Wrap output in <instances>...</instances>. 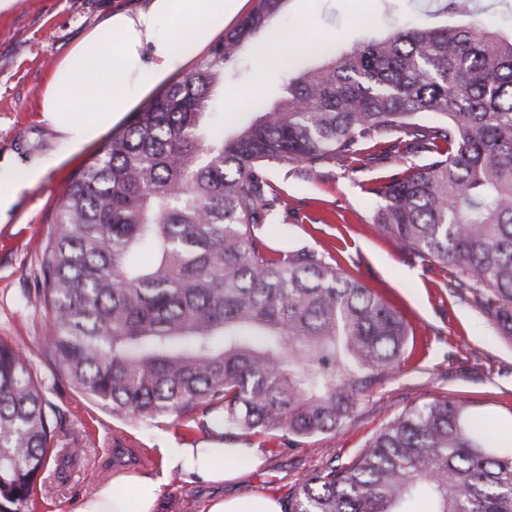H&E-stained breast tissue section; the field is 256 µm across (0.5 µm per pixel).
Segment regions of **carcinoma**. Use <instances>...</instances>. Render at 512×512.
I'll return each instance as SVG.
<instances>
[{"mask_svg": "<svg viewBox=\"0 0 512 512\" xmlns=\"http://www.w3.org/2000/svg\"><path fill=\"white\" fill-rule=\"evenodd\" d=\"M473 13L474 0H439ZM283 0L256 6L161 90L71 181L42 249L48 352L112 413L245 435L329 433L405 353L403 318L313 251L255 233L282 193L266 167L355 171L406 142L429 162L376 183L371 223L450 265L512 338V32L487 21L412 26L297 73L249 122H216V93L269 38ZM508 426L433 400L354 458L316 472L288 512H512ZM51 424L25 354L0 338V512H23Z\"/></svg>", "mask_w": 512, "mask_h": 512, "instance_id": "obj_1", "label": "carcinoma"}]
</instances>
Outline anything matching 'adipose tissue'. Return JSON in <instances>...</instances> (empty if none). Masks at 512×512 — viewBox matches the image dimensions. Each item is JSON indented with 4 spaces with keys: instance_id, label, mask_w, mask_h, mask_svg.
Here are the masks:
<instances>
[{
    "instance_id": "1",
    "label": "adipose tissue",
    "mask_w": 512,
    "mask_h": 512,
    "mask_svg": "<svg viewBox=\"0 0 512 512\" xmlns=\"http://www.w3.org/2000/svg\"><path fill=\"white\" fill-rule=\"evenodd\" d=\"M242 0H148L117 10L83 33L55 63L43 91L42 118L66 151L29 165L0 162V224L13 221L20 197L94 144L122 113L199 57ZM160 474L117 472L78 499L72 512H160L170 477L221 485L262 460L256 448L224 444L223 429L197 444L161 447Z\"/></svg>"
}]
</instances>
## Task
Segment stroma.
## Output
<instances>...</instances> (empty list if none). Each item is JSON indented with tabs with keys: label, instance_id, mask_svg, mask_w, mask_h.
<instances>
[{
	"label": "stroma",
	"instance_id": "1",
	"mask_svg": "<svg viewBox=\"0 0 512 512\" xmlns=\"http://www.w3.org/2000/svg\"><path fill=\"white\" fill-rule=\"evenodd\" d=\"M147 0H18L0 17V160L28 163L65 146L41 118L40 99L54 62L110 11L136 10ZM432 0H286L272 24L274 41H261L244 66L262 74L260 95L275 98L283 77L275 61L292 56L296 70L318 66L311 46L346 49L387 35L404 21L427 22ZM88 148L30 189L17 206V223L0 224V337L25 348L41 381L54 429L52 459L37 478L32 512H71L75 502L122 470L156 473L154 449L170 440L191 443L204 429L174 415L152 421L113 415L78 391L46 350L54 323L35 297L42 288L41 246L74 175L96 155ZM426 156L391 153L350 173L327 166L306 175L299 166L270 165L267 175L288 199L273 208L257 233L275 248L310 250L340 265L398 311L413 335L404 360L362 395L351 419L336 431L307 439L281 433L225 435V443L257 448L262 462L224 495L262 492L287 498L317 471L348 463L405 410L437 399L472 411L512 417V340L500 335L451 266L400 249L370 220L375 182ZM211 487L170 478L162 512H199Z\"/></svg>",
	"mask_w": 512,
	"mask_h": 512
}]
</instances>
